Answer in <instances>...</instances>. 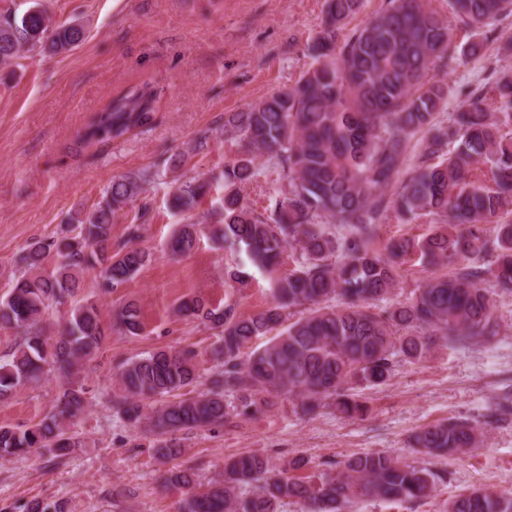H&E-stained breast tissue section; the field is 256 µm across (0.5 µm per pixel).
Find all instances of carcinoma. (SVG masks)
<instances>
[{"label":"carcinoma","instance_id":"1","mask_svg":"<svg viewBox=\"0 0 512 512\" xmlns=\"http://www.w3.org/2000/svg\"><path fill=\"white\" fill-rule=\"evenodd\" d=\"M361 2L326 0L308 44L313 63L300 79L224 118V137L244 150L219 178L168 182L167 207L180 221L166 249L192 251L194 212L216 181L224 195L213 237L269 274L273 300L247 316L232 304L211 307L197 296L178 304L181 315L218 331L212 388L205 393H183L200 378L191 350L157 349L118 366L117 418L126 426L148 420L162 459L181 453L176 433L221 426L232 413L254 414L262 393L288 395L306 413L330 398L345 417L360 418L367 406L356 386L386 383L397 361H420L437 346L499 334L496 297L512 295V71L490 69L446 123L436 119L447 106V88L434 71L457 54L485 58L491 41L499 42L498 54L512 55V40L497 34L512 16V0H449L455 28L429 0H384L372 18L352 28ZM83 38L80 23L55 25L34 5L18 20H0V64L37 47L66 53ZM159 98L148 84L130 89L93 116L84 136L118 139L150 123ZM417 135L419 153L410 164L408 145ZM266 169L277 184L268 215L243 194ZM147 178L112 179L102 202L75 213L62 236L25 249L23 273L0 298V325L23 333L0 361V400L47 372L62 379L63 393L59 411L39 423L0 426L1 459L36 448L65 456L82 446L65 420L82 411L86 391L78 367L98 352L109 328L93 298L79 297V276L96 269L100 287L114 290L150 260L135 246L112 249V220L138 199ZM150 214L148 203L139 206L127 227L129 240L141 238ZM393 217L427 224L428 232L377 246L381 226ZM288 251L293 267L284 271ZM52 254L58 264L44 276L41 268ZM414 257L429 276L397 300L400 271ZM65 305L62 336L52 343L44 317ZM115 325L131 338L145 330L133 302L118 310ZM273 331L263 348L245 354L254 339ZM483 437L477 423L448 420L415 432L409 448L444 458L479 447ZM437 479L432 469L388 453L351 456L319 482L274 473L258 453L231 459L223 482L205 488L185 471L166 476L186 489L180 512H278L290 498L304 502L306 512H355L364 499L427 498ZM249 485L254 490L243 494ZM445 512H512V495L464 491Z\"/></svg>","mask_w":512,"mask_h":512}]
</instances>
